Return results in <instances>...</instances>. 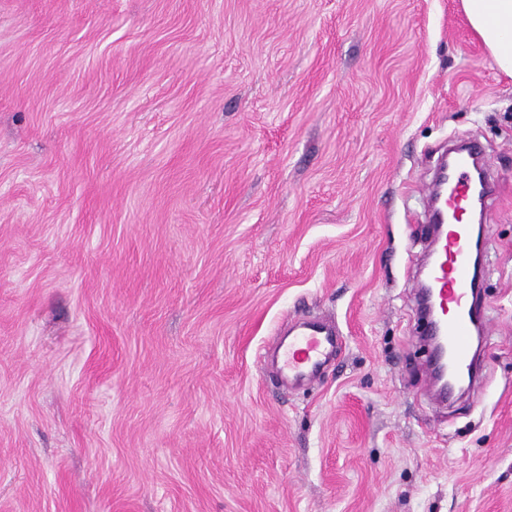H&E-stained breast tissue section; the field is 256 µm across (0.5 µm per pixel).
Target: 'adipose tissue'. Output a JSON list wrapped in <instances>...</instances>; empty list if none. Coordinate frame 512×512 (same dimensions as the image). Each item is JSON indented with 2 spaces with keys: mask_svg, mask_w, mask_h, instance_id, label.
Instances as JSON below:
<instances>
[{
  "mask_svg": "<svg viewBox=\"0 0 512 512\" xmlns=\"http://www.w3.org/2000/svg\"><path fill=\"white\" fill-rule=\"evenodd\" d=\"M471 29L497 68L512 76V0H460Z\"/></svg>",
  "mask_w": 512,
  "mask_h": 512,
  "instance_id": "ef3b65f1",
  "label": "adipose tissue"
}]
</instances>
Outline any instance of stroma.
<instances>
[{
  "label": "stroma",
  "mask_w": 512,
  "mask_h": 512,
  "mask_svg": "<svg viewBox=\"0 0 512 512\" xmlns=\"http://www.w3.org/2000/svg\"><path fill=\"white\" fill-rule=\"evenodd\" d=\"M462 136L489 333L441 405ZM323 315L341 358L279 386ZM0 512H512V77L459 0H0ZM341 334L328 317H296L288 321V333L275 336L269 346L278 375L288 385L317 378L341 349Z\"/></svg>",
  "instance_id": "1"
}]
</instances>
